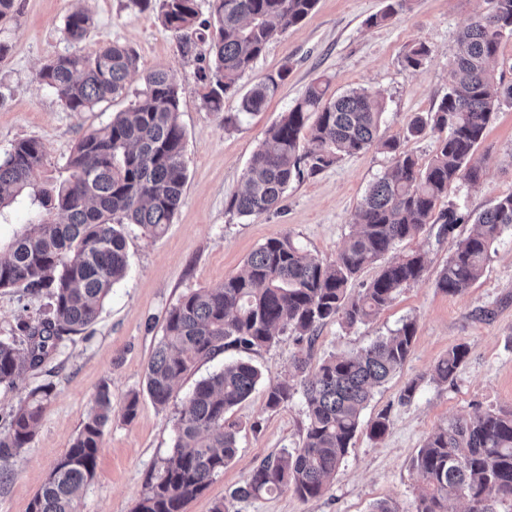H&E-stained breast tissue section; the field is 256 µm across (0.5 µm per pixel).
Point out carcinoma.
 <instances>
[{
  "label": "carcinoma",
  "instance_id": "obj_1",
  "mask_svg": "<svg viewBox=\"0 0 512 512\" xmlns=\"http://www.w3.org/2000/svg\"><path fill=\"white\" fill-rule=\"evenodd\" d=\"M130 2L141 11L158 9L183 53L195 48V34L208 42L209 62L195 77L204 107L222 112L224 99L240 92L241 80L274 33L304 21L318 0H208L207 19L200 0ZM407 2L386 0L384 10L368 24H384ZM90 27V15L76 10L65 20L64 35L79 43ZM506 36H512V0H488V9L459 37L450 90L436 111L415 117L408 127L413 136L427 128L437 133L435 150L425 163L401 150L397 139L379 138L384 106L366 89L327 99L322 85L313 83L267 130L266 142L245 171L243 189L231 201L242 216L278 210L292 181L318 174L343 156L378 146L393 154L394 163L370 185L336 259L310 256L287 234L271 237L222 287L191 291L167 311L146 369V392L156 406H169L176 382L198 363L229 350L268 348L284 332L311 344L328 321L347 328L370 321L401 289L422 278L424 254H398L356 294L349 284L364 267L428 225H439L442 235L469 219L475 224L438 274V290L456 295L482 276L493 244L512 229V194L473 218L443 202L457 181L479 179L475 151L496 112L512 104V86L502 85L493 68ZM429 54V47L418 43L405 53L404 63L417 69ZM135 68L133 51L112 44L93 54H61L43 66L39 79L66 111L91 112L125 94ZM289 72L284 66L249 89L241 111H262ZM179 107V91L168 73L158 69L146 74L130 107L77 142L68 161L69 177L58 185L33 182L45 160L38 141L19 140L0 156V212L23 195L33 213L24 231L0 249V288H22L50 300L43 317H19L18 335L0 339V385L10 386L40 368L65 338L96 321L104 299L128 269L124 225L135 224L157 237L172 223L184 202L187 180ZM306 127L312 147L304 150L300 134ZM415 336L416 323L408 320L354 353L329 356L312 372L305 357L294 355L291 368L301 377L307 417L302 446L263 459L232 498L283 489L303 500L322 496L362 429L363 411L404 365ZM467 355L463 344L449 350L434 365L433 380L453 382ZM260 380V371L240 359L196 381L178 410L171 452L149 475L135 512H183L190 499L207 489L238 448L239 424L225 415ZM297 385L287 377L269 386L266 406L274 410L287 405L299 392ZM52 393L50 383L37 386L12 412L0 431V459L29 446ZM111 415V393L104 387L28 512H78L80 491L96 475L103 428ZM388 426V413H378L368 424L369 437H383ZM413 466L423 481L416 512H448V502L460 490L467 512H499L498 505L512 503V410L488 408L450 420L427 436Z\"/></svg>",
  "mask_w": 512,
  "mask_h": 512
}]
</instances>
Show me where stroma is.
<instances>
[{"mask_svg": "<svg viewBox=\"0 0 512 512\" xmlns=\"http://www.w3.org/2000/svg\"><path fill=\"white\" fill-rule=\"evenodd\" d=\"M81 4L92 25L86 39L74 45L66 41L63 27ZM384 5L385 0H319L312 15L268 43L245 75L241 85L248 90L282 66L290 68L262 112L242 115L235 97L225 100L223 111L203 109L195 73L208 47L200 44L191 54H182L157 11L132 8L129 0H15L10 19L0 22V41L9 46L0 59V154L16 141L38 140L46 162L34 180L66 179L75 144L129 107L143 76L161 68L179 88L187 181L184 202L164 234L150 237L137 225L126 226L128 273L113 286L87 332L66 338L47 363L15 386L0 385V429L30 389L54 386L30 447L11 459L0 476V512H27L79 432L94 396L105 387L112 393V419L103 430L96 476L85 487L78 510L133 512L149 474L161 466L174 443V409H160L144 393L147 362L167 311L187 292L223 286L259 245L280 234L290 235L313 257L335 259L369 186L393 164L384 150L373 147L343 157L319 174L293 181L277 211L246 217L230 208L267 129L309 85L323 82L331 96L360 88L375 92L384 103L381 136L402 139L405 150L420 161L431 157L434 134L410 138L407 126L415 116L434 111L447 94L458 38L488 4L409 0L403 13L384 25L369 26V18ZM420 42L429 47V56L420 68L406 67L404 53ZM112 43L136 55L128 94L77 114L66 111L40 83V68L56 56L73 50L92 53ZM228 115L233 118L229 124L224 121ZM476 158L483 167L481 179L459 182L450 194L454 204L472 214L512 194V105L501 107ZM471 229V224H461L440 238L429 228L404 242L403 251L425 253L423 279L402 289L370 322L351 329L334 321L322 326L308 352L314 366L415 320L408 359L376 391L362 415L368 421L387 411L389 428L381 439L359 432L320 498L303 500L284 491L232 499L263 458L302 444L303 397L295 396L275 410L265 403L266 386L288 376L299 350L293 336L281 335L275 345L252 353L262 384L227 414L241 425L235 458L184 512H213L219 502L229 512H370L380 501L392 503L399 512H415L421 480L412 459L425 438L454 417L490 407L512 408V231L494 244L483 275L465 293L453 296L435 286L456 242ZM46 307L44 296L0 288V337L13 334L19 315L35 319ZM460 344L467 346L468 356L454 381L434 382L433 365ZM413 380L418 383L414 400L399 404L401 388ZM133 392L139 393L140 402L135 418L127 422L122 409Z\"/></svg>", "mask_w": 512, "mask_h": 512, "instance_id": "obj_1", "label": "stroma"}]
</instances>
